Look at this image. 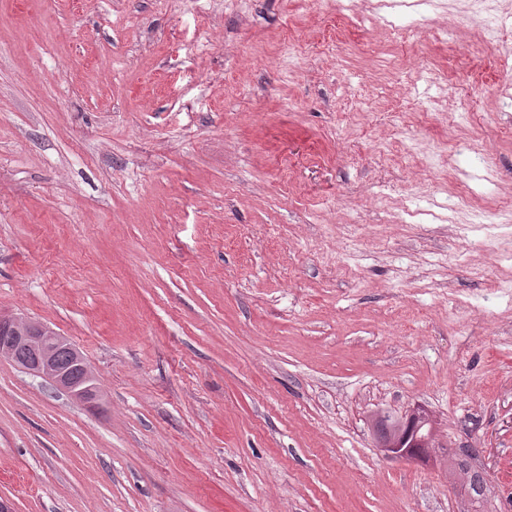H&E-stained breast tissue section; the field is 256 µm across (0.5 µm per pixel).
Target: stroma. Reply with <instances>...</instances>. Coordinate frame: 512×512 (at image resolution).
<instances>
[{
	"instance_id": "obj_1",
	"label": "stroma",
	"mask_w": 512,
	"mask_h": 512,
	"mask_svg": "<svg viewBox=\"0 0 512 512\" xmlns=\"http://www.w3.org/2000/svg\"><path fill=\"white\" fill-rule=\"evenodd\" d=\"M357 3L0 0V309L104 398L0 358L15 512H459L416 403L512 512V29ZM19 346L25 347L31 357L28 358L27 351ZM63 346L71 351L72 362L67 350L59 352L58 361L70 375L57 363V353ZM17 355L28 359H20ZM0 358L10 360L23 372L42 379L75 402L89 406L100 404L96 375L82 353L66 337L43 322L0 311ZM72 363L83 370L85 384L83 372ZM374 432L377 439L378 448L385 456L391 459H413L423 462L432 457L433 454L431 453L435 451L436 448L435 444L433 443V448H424V451L422 453V456L424 458H412L409 455L408 449L403 448L404 446L400 442L389 441L382 437V433L380 432V426L376 425L374 428Z\"/></svg>"
}]
</instances>
